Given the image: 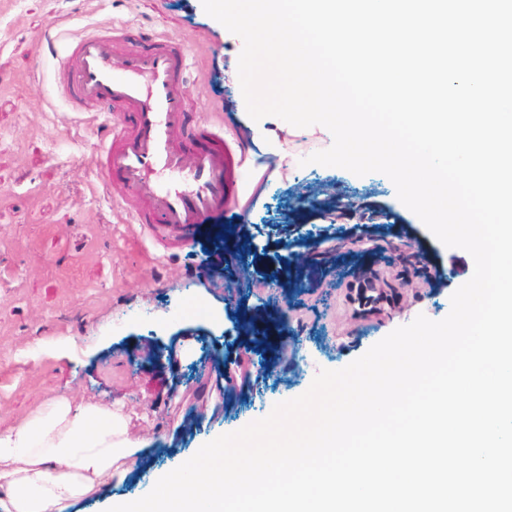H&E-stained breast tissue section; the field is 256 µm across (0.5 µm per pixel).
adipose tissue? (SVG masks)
<instances>
[{
  "instance_id": "ef3b65f1",
  "label": "adipose tissue",
  "mask_w": 512,
  "mask_h": 512,
  "mask_svg": "<svg viewBox=\"0 0 512 512\" xmlns=\"http://www.w3.org/2000/svg\"><path fill=\"white\" fill-rule=\"evenodd\" d=\"M143 449L120 411L53 402L0 434L5 512H65L101 483L123 478Z\"/></svg>"
}]
</instances>
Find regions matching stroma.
Here are the masks:
<instances>
[{
    "label": "stroma",
    "mask_w": 512,
    "mask_h": 512,
    "mask_svg": "<svg viewBox=\"0 0 512 512\" xmlns=\"http://www.w3.org/2000/svg\"><path fill=\"white\" fill-rule=\"evenodd\" d=\"M105 23L183 43L195 110L234 128L251 161H274L226 221L245 225L262 272L287 266L289 251L304 254L289 293H266L258 279L226 305L223 275L201 266L206 238L163 248L103 189L94 109L74 111L60 95L57 62L67 41ZM242 48L201 0H0V433L66 399L121 407L129 437L145 444L123 482L99 486L67 512H107L115 500L143 497L205 443L305 393L320 370L346 367L418 315L445 318L473 274L472 257L435 239L386 175L308 163L331 146L328 129L253 121L238 97ZM351 197L372 210L343 214L335 201ZM358 222L410 244L402 263L385 240L364 256L363 275L401 285L378 316H355L348 296L357 276L328 232ZM191 301L220 321L174 319ZM273 307L287 337L284 361L260 371L239 350L249 319ZM145 346L164 366L132 365Z\"/></svg>",
    "instance_id": "obj_1"
}]
</instances>
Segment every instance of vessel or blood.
<instances>
[{
    "instance_id": "1",
    "label": "vessel or blood",
    "mask_w": 512,
    "mask_h": 512,
    "mask_svg": "<svg viewBox=\"0 0 512 512\" xmlns=\"http://www.w3.org/2000/svg\"><path fill=\"white\" fill-rule=\"evenodd\" d=\"M188 68L183 44L135 41L103 25L70 42L58 69L72 109L97 108L99 178L109 195L131 223L177 247L238 200L247 170L233 132L192 111Z\"/></svg>"
}]
</instances>
